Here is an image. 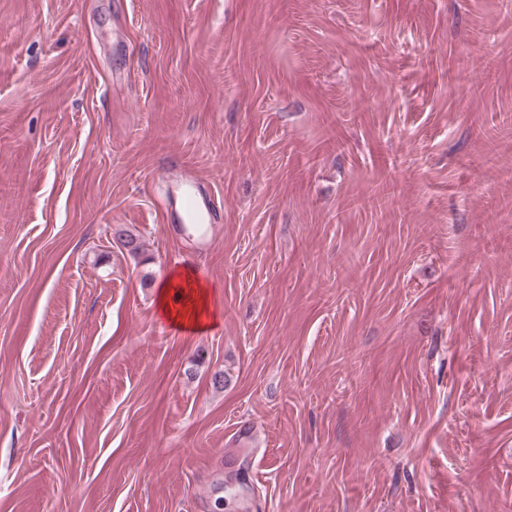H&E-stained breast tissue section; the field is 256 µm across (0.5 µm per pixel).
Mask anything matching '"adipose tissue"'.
<instances>
[{
	"mask_svg": "<svg viewBox=\"0 0 512 512\" xmlns=\"http://www.w3.org/2000/svg\"><path fill=\"white\" fill-rule=\"evenodd\" d=\"M157 309L171 326L190 333L205 331L216 320L208 284L189 268L174 272L161 284Z\"/></svg>",
	"mask_w": 512,
	"mask_h": 512,
	"instance_id": "obj_1",
	"label": "adipose tissue"
}]
</instances>
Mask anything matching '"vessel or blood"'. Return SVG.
I'll use <instances>...</instances> for the list:
<instances>
[{
	"instance_id": "b4317fda",
	"label": "vessel or blood",
	"mask_w": 512,
	"mask_h": 512,
	"mask_svg": "<svg viewBox=\"0 0 512 512\" xmlns=\"http://www.w3.org/2000/svg\"><path fill=\"white\" fill-rule=\"evenodd\" d=\"M163 211L170 233L188 234L200 251L211 246L217 209L212 194L201 189L195 176L184 170L169 176Z\"/></svg>"
}]
</instances>
